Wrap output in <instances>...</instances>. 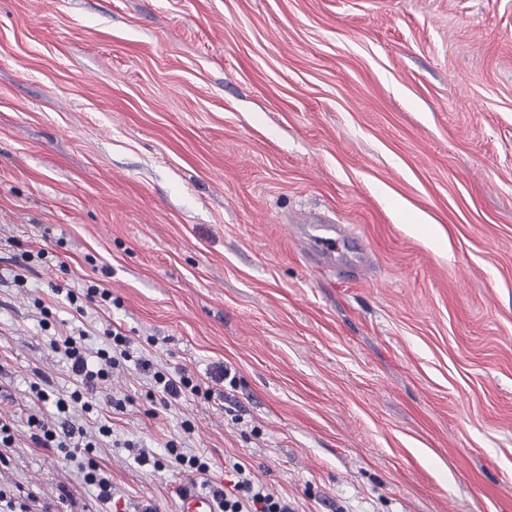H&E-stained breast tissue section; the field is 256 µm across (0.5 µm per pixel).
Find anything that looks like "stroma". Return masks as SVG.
<instances>
[{"label":"stroma","instance_id":"stroma-1","mask_svg":"<svg viewBox=\"0 0 512 512\" xmlns=\"http://www.w3.org/2000/svg\"><path fill=\"white\" fill-rule=\"evenodd\" d=\"M315 214L351 235L335 269L290 231ZM104 264L121 305L89 310L90 348L118 323L163 367L239 381L152 416L127 364L70 415L86 435L160 459L180 438L295 512H512V0H0L5 501L97 510L27 419L59 423L34 379L73 389L51 290ZM96 455L118 512L201 490Z\"/></svg>","mask_w":512,"mask_h":512}]
</instances>
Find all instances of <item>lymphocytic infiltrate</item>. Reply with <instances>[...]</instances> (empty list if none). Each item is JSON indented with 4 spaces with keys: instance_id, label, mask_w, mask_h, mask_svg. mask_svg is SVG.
<instances>
[{
    "instance_id": "f902f5d3",
    "label": "lymphocytic infiltrate",
    "mask_w": 512,
    "mask_h": 512,
    "mask_svg": "<svg viewBox=\"0 0 512 512\" xmlns=\"http://www.w3.org/2000/svg\"><path fill=\"white\" fill-rule=\"evenodd\" d=\"M86 331L76 334H58L52 341V347L65 362L74 381V388L68 398H56L58 414L68 415L71 408L81 407L89 411L93 408L91 398L98 385L108 381L114 370L134 362L135 366L149 380L146 397L151 402L170 408L175 402L192 396L211 399L214 384L235 382L230 367H222L214 374L213 385H206L203 379L182 368L176 371L157 367L144 356H135L132 340L121 327L105 329V346L99 349L96 358H89L83 345ZM234 474L225 486L210 487L209 492L217 502L219 512H293L287 500L271 490L240 462L230 466Z\"/></svg>"
}]
</instances>
